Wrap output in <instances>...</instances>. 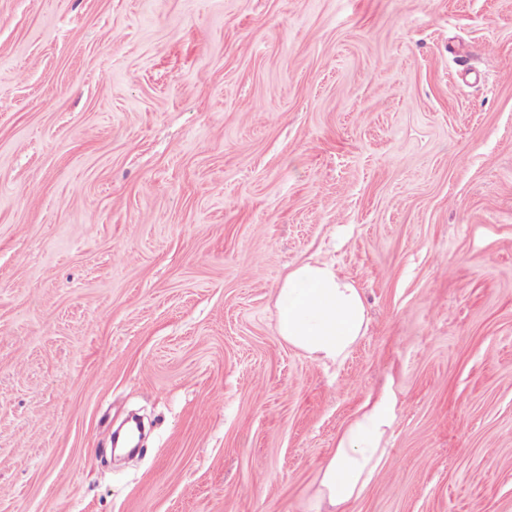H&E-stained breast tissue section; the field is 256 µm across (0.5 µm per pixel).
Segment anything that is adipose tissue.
Wrapping results in <instances>:
<instances>
[{
  "instance_id": "ef3b65f1",
  "label": "adipose tissue",
  "mask_w": 512,
  "mask_h": 512,
  "mask_svg": "<svg viewBox=\"0 0 512 512\" xmlns=\"http://www.w3.org/2000/svg\"><path fill=\"white\" fill-rule=\"evenodd\" d=\"M276 305L278 336L320 362L344 361L368 322L361 289L318 260L289 269ZM395 418L392 389L367 397L320 467L313 512H350L383 464V441Z\"/></svg>"
}]
</instances>
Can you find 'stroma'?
<instances>
[{"label": "stroma", "mask_w": 512, "mask_h": 512, "mask_svg": "<svg viewBox=\"0 0 512 512\" xmlns=\"http://www.w3.org/2000/svg\"><path fill=\"white\" fill-rule=\"evenodd\" d=\"M388 383L353 512H512V0H0V512H308ZM276 305L278 336L320 362H343L368 322L361 289L318 260L288 270ZM395 418L396 397L391 387L367 397L320 467L311 512H349L362 498L383 464L386 448L382 444Z\"/></svg>", "instance_id": "obj_1"}]
</instances>
